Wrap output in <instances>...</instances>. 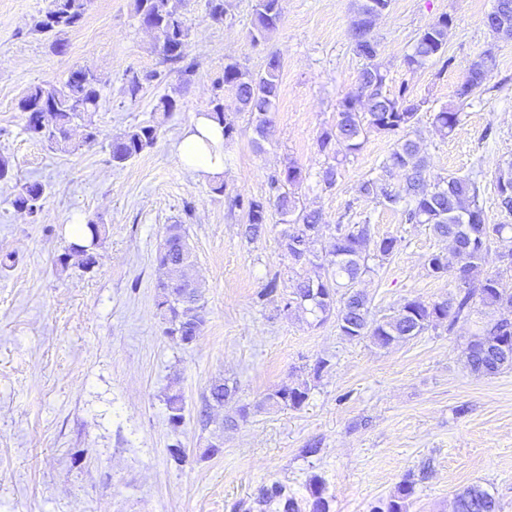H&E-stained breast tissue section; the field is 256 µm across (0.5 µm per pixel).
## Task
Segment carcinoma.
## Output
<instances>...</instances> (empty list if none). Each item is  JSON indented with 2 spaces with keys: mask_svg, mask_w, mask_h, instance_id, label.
<instances>
[{
  "mask_svg": "<svg viewBox=\"0 0 512 512\" xmlns=\"http://www.w3.org/2000/svg\"><path fill=\"white\" fill-rule=\"evenodd\" d=\"M280 2L254 0L252 41L265 40L278 28L282 20ZM390 2L358 0L348 35L356 52L367 63L360 73L358 92L340 99L336 124L322 132L319 147L324 152L335 141L349 156L363 148L372 132L398 136L395 148L382 166L386 177L361 182L358 193L391 210L404 209L406 221L427 224L437 237L452 242L456 265H450L443 254L435 253L428 259V268L438 277L452 275L456 292L442 301L408 299L394 316L373 318L369 297L358 285L372 272L370 261H382L390 256L397 239H374L368 224H339L332 250L323 255L315 252L323 217L319 211L300 205L296 190L303 182V174L292 161L270 177L268 201L238 200V206L247 212L248 222L243 229L247 239L255 240L265 232L271 207L281 216L282 223L288 225V230L282 234L281 247L293 264L300 267L301 273L297 274L284 308L316 313L322 321L333 315L342 336L350 340L368 336L380 348L404 343L432 325L446 322L451 328L467 319L477 302L489 310L512 308V288L504 282L505 274L512 272V236H504L509 225L487 223L479 203L480 186L475 178L448 176L430 181L427 159L421 155L419 142L415 140L419 136L416 124L421 104L410 99L404 86L395 94L386 91L387 70L376 61V45L371 32L376 19ZM89 4L90 0H50L47 10L34 18L33 29L52 33L74 28L83 20ZM135 13L139 23L154 30L155 46L162 62L175 66L185 79H190L196 68L188 53L190 29L181 13L171 5V0H135ZM487 19L492 33L500 32L503 38L512 39V0H497L495 10L487 15ZM447 39L448 20L441 16L419 33L412 51L403 58L404 65L414 70L428 61L438 60L442 62V68L450 67L453 58L445 56ZM495 67L496 57L492 49L483 50L458 87L457 98L464 102L481 91ZM280 69L281 61L276 55L269 57L266 70L260 75L252 74L236 62H227L218 79V85L231 91L235 111L250 114L260 139L267 137L274 122ZM99 98L98 76L86 66H76L65 79L34 85L26 91L19 102L20 110L26 114L25 131L51 148L62 147L71 137L78 114L95 108ZM227 111L223 98L210 101L208 115L224 124V136L230 138L235 127L228 121ZM460 121V110L444 107L435 113L433 126L445 136L452 133ZM157 134L158 125L147 122L113 138L110 143L113 165L122 167L151 148ZM396 170L403 173V181L395 187L388 177ZM497 190L500 207L512 214V164L499 171ZM44 194L42 183L24 182L17 186L12 205L34 218L39 213ZM494 239L508 247L511 261L503 270L488 272L484 269L485 256ZM74 255L82 258L86 268L96 263L93 251L81 252L74 244L59 258V263L67 264ZM157 261L165 270V278L158 282L157 288L160 289L158 307L163 309L169 323L167 335L176 334L181 342L189 344L200 335L205 315L204 305L200 304V291L189 276L192 252L182 225L166 227ZM466 364L471 372L486 376L512 369V320L499 318L487 322L469 341ZM235 390L237 386L227 380L211 385L208 395L203 398L201 420L210 422L211 409L233 402ZM310 391V385L304 381L274 391L267 401L299 408L308 399ZM166 406L170 423L179 425L183 420L182 395H169ZM414 487L415 480L406 477L384 506L376 507L372 512H409ZM311 494L313 512H329L321 481H313ZM455 512H501V506L489 491L472 485L456 495Z\"/></svg>",
  "mask_w": 512,
  "mask_h": 512,
  "instance_id": "1",
  "label": "carcinoma"
}]
</instances>
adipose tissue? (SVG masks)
<instances>
[{
    "instance_id": "ef3b65f1",
    "label": "adipose tissue",
    "mask_w": 512,
    "mask_h": 512,
    "mask_svg": "<svg viewBox=\"0 0 512 512\" xmlns=\"http://www.w3.org/2000/svg\"><path fill=\"white\" fill-rule=\"evenodd\" d=\"M224 127L206 113H199L184 128L177 154L184 168L199 177L218 181L224 176Z\"/></svg>"
}]
</instances>
